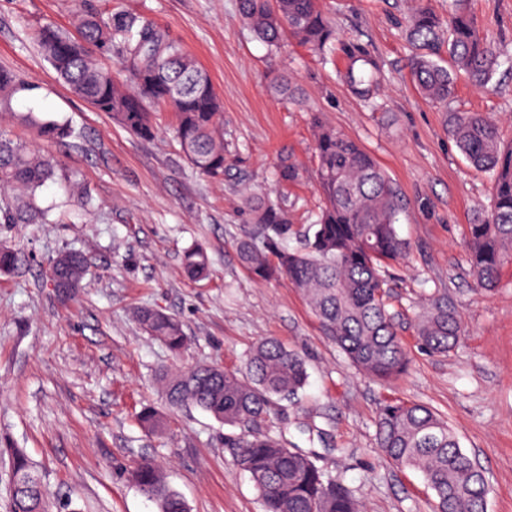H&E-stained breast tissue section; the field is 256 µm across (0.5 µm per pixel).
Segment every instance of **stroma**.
Returning <instances> with one entry per match:
<instances>
[{
  "label": "stroma",
  "instance_id": "obj_1",
  "mask_svg": "<svg viewBox=\"0 0 512 512\" xmlns=\"http://www.w3.org/2000/svg\"><path fill=\"white\" fill-rule=\"evenodd\" d=\"M421 0H319L337 33L330 61L293 39L270 49L244 24L238 0H89L140 13L192 54L224 102L226 169L220 180L196 170L174 138V116L153 115L154 138L135 137L106 113L75 98L28 39L32 26L75 33L78 0H0V66L32 81L14 99L6 125L55 160L57 178L41 191L61 214L53 224H2L0 242L19 257L0 275V440L24 449L45 477L52 500L76 512H157L124 471L156 458L191 512H262L253 482L224 445V425L184 408L166 433L142 431L135 415L161 406L157 377L199 362L245 367L259 340L275 338L305 354L310 383L298 401H274L262 430L340 480L365 512H432L421 476L383 459L375 419L388 399L429 404L481 462L487 512H512V264L484 291L470 268L467 228L491 191L449 137L453 112H484L512 138V0H468L482 32L504 61L488 89L458 78L447 107L417 93L408 17ZM381 70L379 109L351 93L339 72L351 52ZM288 75L297 97L270 89ZM29 111L68 120L77 137L43 144L16 116ZM357 141L387 172L405 204L400 231L410 244L391 270V303L410 358L388 383L369 378L327 338L303 294L287 278L255 279L235 245L249 233L241 207L251 192L280 191L294 230L315 220V122ZM288 159L297 181L280 186ZM91 191L97 208L78 215L65 181ZM202 246L207 278L192 281L183 252ZM90 251L94 266L81 288L61 296L46 282L52 258ZM445 296L464 335L448 355L421 350L413 320L429 295ZM151 306L178 318L189 339L173 357L134 315Z\"/></svg>",
  "mask_w": 512,
  "mask_h": 512
}]
</instances>
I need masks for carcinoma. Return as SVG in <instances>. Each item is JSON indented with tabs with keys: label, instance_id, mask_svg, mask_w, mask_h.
I'll use <instances>...</instances> for the list:
<instances>
[{
	"label": "carcinoma",
	"instance_id": "cac0c4a2",
	"mask_svg": "<svg viewBox=\"0 0 512 512\" xmlns=\"http://www.w3.org/2000/svg\"><path fill=\"white\" fill-rule=\"evenodd\" d=\"M239 13L260 39L277 49L290 36L324 55L336 41L318 0H239ZM76 25L78 40L50 25L31 31L32 42L70 91L141 138L155 133L152 110H170L185 158L202 174L223 178L224 106L196 59L138 13L101 10L83 0ZM407 37L415 48L412 81L429 102L448 101L457 72H464L478 88L488 86L496 74L498 57L467 0H453L446 20L416 7ZM105 59L112 65L103 63ZM343 78L362 101L376 105L380 76L368 55L351 54ZM35 90L37 85L0 67L1 114L12 112L15 96ZM23 122L47 144L75 136L64 119H40L29 112ZM448 133L465 160L493 180L489 204L468 229L470 265L481 287L490 291L501 268L512 263V142L504 143L498 123L481 112L451 114ZM314 139L316 190L322 198L317 220L296 234L297 245L290 247L288 206L266 193H250L243 198V208L255 232L237 242L238 259L260 279L287 276L350 362L386 383L410 365L388 302V268L409 251L398 230L402 199L389 175L356 141L319 121ZM55 176L49 155L0 130V224L51 223L52 208L42 206L38 195ZM17 261V253L0 243V274L11 272ZM182 264L194 280L209 271L208 256L200 246L187 249ZM90 267L88 253L67 250L52 259L48 271L62 290L74 293ZM135 318L173 356L186 350L188 338L175 317L142 307ZM463 332L460 318L443 296L429 298L415 323L419 344L432 354L450 353ZM160 380L167 411L143 407L137 415L140 427L147 433L162 432L168 413L193 406L231 428L224 434V445L236 449L235 461L254 482L263 512H361L340 482L310 455L289 447L282 436L246 434L265 421L273 399H299L308 380L300 352L266 338L249 352L243 375L201 363L184 371L166 370ZM237 429L241 433H235ZM376 440L387 461L422 473L435 497L434 512H487L483 471L462 449L448 421L430 406L384 401ZM0 457L9 467L7 512H51L44 477L29 456L20 448L0 446ZM125 476L158 512H189L186 500L166 482L153 459H139Z\"/></svg>",
	"mask_w": 512,
	"mask_h": 512
}]
</instances>
